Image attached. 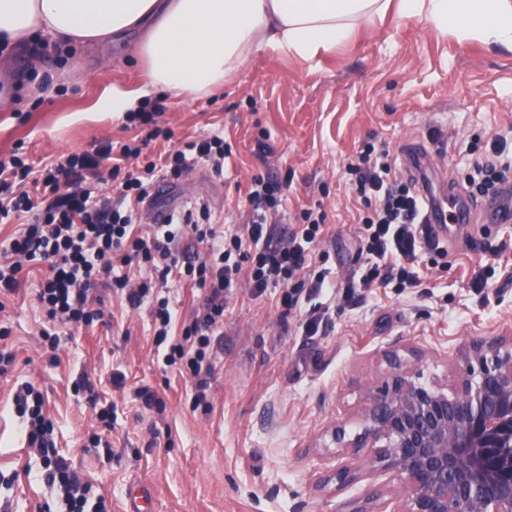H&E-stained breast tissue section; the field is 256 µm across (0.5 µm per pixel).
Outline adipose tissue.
Masks as SVG:
<instances>
[{
	"instance_id": "obj_1",
	"label": "adipose tissue",
	"mask_w": 512,
	"mask_h": 512,
	"mask_svg": "<svg viewBox=\"0 0 512 512\" xmlns=\"http://www.w3.org/2000/svg\"><path fill=\"white\" fill-rule=\"evenodd\" d=\"M393 10L512 51V0H0V42L87 45L142 29V86L112 87L96 106L120 117L151 89L185 99L223 88L259 50L315 60Z\"/></svg>"
}]
</instances>
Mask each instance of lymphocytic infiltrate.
<instances>
[{
  "label": "lymphocytic infiltrate",
  "instance_id": "obj_1",
  "mask_svg": "<svg viewBox=\"0 0 512 512\" xmlns=\"http://www.w3.org/2000/svg\"><path fill=\"white\" fill-rule=\"evenodd\" d=\"M232 154L223 134L184 142L163 164L143 158L132 143L100 142L92 149L62 157L41 174H33L19 156L0 157V223L24 221L0 260V301L17 293L29 268L47 267L37 293L48 326L41 335L56 347L55 326L90 327L103 321L97 291L121 290L131 306L154 300V343L166 347L167 365H177L196 381L195 404L207 399L206 378L212 370V338L224 326V304L231 288L247 281L255 294L284 285L288 306L303 292L325 288L327 254L315 253L324 233L326 214L304 209L287 214L283 207L287 181L255 175L245 194L251 208L242 233L225 235L210 209L196 203L173 212L168 223L143 225L142 210L151 204L157 180L174 182L206 162L214 175L224 173ZM500 147L476 159L468 175L472 195L496 193L512 162ZM353 192L362 211L358 254L362 264L346 281L349 293L377 286H421L422 254L444 256L445 249L425 214L433 203L427 185L401 178L386 150L364 144L348 165ZM110 179L113 196L98 194V183ZM293 219L286 234L277 225ZM201 251L197 262H185L186 250ZM148 277H139V270ZM307 281H299L300 273ZM183 274L204 292L199 308L182 325L179 338L169 335L172 314L167 298H154L156 284ZM24 421L29 447L37 449L43 477L57 490L59 512H108L104 496L93 493L55 454L51 421L42 394L29 383L13 395Z\"/></svg>",
  "mask_w": 512,
  "mask_h": 512
}]
</instances>
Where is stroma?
Masks as SVG:
<instances>
[{
    "mask_svg": "<svg viewBox=\"0 0 512 512\" xmlns=\"http://www.w3.org/2000/svg\"><path fill=\"white\" fill-rule=\"evenodd\" d=\"M124 40L93 46L49 43L42 52L14 48L0 55V156L20 153L39 167L90 149L105 139L148 138V126H127L95 111L111 86L139 88L138 62L125 59ZM45 75L41 85L20 81L27 70ZM164 113L161 128L172 140L223 131L232 157L223 175L205 165L156 193L152 210L206 202L224 216L240 188L264 174L291 177L287 208L321 205L336 285L312 299L326 309L317 332H306L299 311L282 302L284 286L254 296L241 286L224 310L222 335L213 337L208 409H193V381L167 366L153 344L150 305L129 308L109 289L100 295L112 321L67 329L57 349L44 345V320L36 288L45 268L31 269L25 286L0 309V353L15 360L0 370V487L9 512H38L55 503L42 477L41 458L27 447L12 405L17 387L30 382L45 399L59 457L97 493L125 512L146 495V512H342L366 501V463L357 478L337 487L331 430L346 421L357 430L364 390L388 369L397 350L418 358L423 381L453 379V352L472 339L512 331V223L454 228L447 256L423 257L421 288H373L344 301L342 282L359 265V203L349 189L348 163L364 142L389 151L408 175L407 145L421 142L455 185H462L478 154L505 138L512 154V53L462 40L420 17L389 15L308 62L263 50L252 55L223 90L177 100L154 90ZM440 132L445 149L430 137ZM270 148L258 154L259 141ZM492 265L489 288H472L475 272ZM122 386H114L113 374ZM87 379L112 403V429L74 384ZM151 386L166 410L155 414L134 396ZM102 435L109 448L89 445Z\"/></svg>",
    "mask_w": 512,
    "mask_h": 512,
    "instance_id": "obj_1",
    "label": "stroma"
}]
</instances>
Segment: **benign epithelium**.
Returning <instances> with one entry per match:
<instances>
[{"label":"benign epithelium","mask_w":512,"mask_h":512,"mask_svg":"<svg viewBox=\"0 0 512 512\" xmlns=\"http://www.w3.org/2000/svg\"><path fill=\"white\" fill-rule=\"evenodd\" d=\"M449 384L421 381L391 350L384 379L368 387L360 430L336 423L331 436L342 487L365 452L370 469L397 481L392 512H512V336L474 340Z\"/></svg>","instance_id":"1"}]
</instances>
